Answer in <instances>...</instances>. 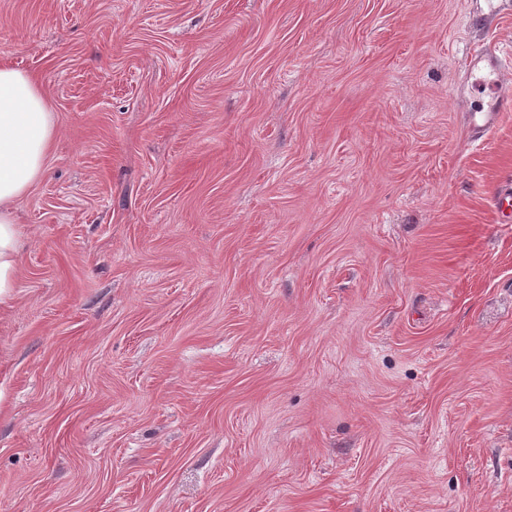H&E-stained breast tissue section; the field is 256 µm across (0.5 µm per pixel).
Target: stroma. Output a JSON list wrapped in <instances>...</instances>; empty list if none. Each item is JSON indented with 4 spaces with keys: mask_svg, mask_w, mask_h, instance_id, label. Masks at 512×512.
Listing matches in <instances>:
<instances>
[{
    "mask_svg": "<svg viewBox=\"0 0 512 512\" xmlns=\"http://www.w3.org/2000/svg\"><path fill=\"white\" fill-rule=\"evenodd\" d=\"M512 0H0L56 114L0 315V512H512ZM504 58L500 55L498 49L495 47L482 50L480 53L472 56L469 65L473 69L488 73L489 75L497 74L504 65ZM490 101L485 112H472L469 116V130L472 137L480 138L496 122L500 112L512 110V97L503 93L496 85L492 84Z\"/></svg>",
    "mask_w": 512,
    "mask_h": 512,
    "instance_id": "obj_1",
    "label": "stroma"
}]
</instances>
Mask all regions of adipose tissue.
<instances>
[{
  "mask_svg": "<svg viewBox=\"0 0 512 512\" xmlns=\"http://www.w3.org/2000/svg\"><path fill=\"white\" fill-rule=\"evenodd\" d=\"M56 134L38 80L0 63V311L15 300L27 241L17 204L44 177Z\"/></svg>",
  "mask_w": 512,
  "mask_h": 512,
  "instance_id": "1",
  "label": "adipose tissue"
}]
</instances>
